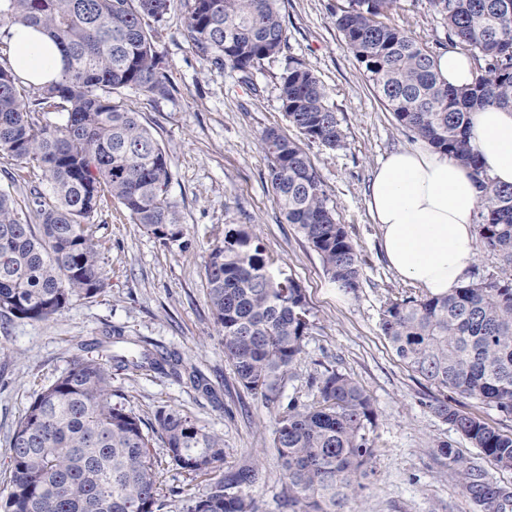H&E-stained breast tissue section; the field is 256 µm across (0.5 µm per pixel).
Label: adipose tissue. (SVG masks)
<instances>
[{
    "label": "adipose tissue",
    "mask_w": 512,
    "mask_h": 512,
    "mask_svg": "<svg viewBox=\"0 0 512 512\" xmlns=\"http://www.w3.org/2000/svg\"><path fill=\"white\" fill-rule=\"evenodd\" d=\"M6 43L20 76L35 84L57 77L59 53L45 36L16 25ZM470 133L484 174L512 185V110L474 109ZM481 195L472 168L427 141L390 152L375 167L365 194L389 267L431 296L465 285Z\"/></svg>",
    "instance_id": "ef3b65f1"
}]
</instances>
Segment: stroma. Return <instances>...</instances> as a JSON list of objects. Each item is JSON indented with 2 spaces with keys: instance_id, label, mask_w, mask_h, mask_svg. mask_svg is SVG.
Listing matches in <instances>:
<instances>
[{
  "instance_id": "1",
  "label": "stroma",
  "mask_w": 512,
  "mask_h": 512,
  "mask_svg": "<svg viewBox=\"0 0 512 512\" xmlns=\"http://www.w3.org/2000/svg\"><path fill=\"white\" fill-rule=\"evenodd\" d=\"M335 7L336 0H280L288 35L283 52L242 73L217 67L197 53L185 31L187 0H175L159 43L169 94L127 88L119 98L140 114L169 156L167 194L178 206L187 244L161 245L133 223L121 204L107 199L92 218L104 243L107 288L92 298L73 299L46 323L0 317V498L7 494L9 440L36 393L73 359L104 355L102 343L116 328L124 333L120 349L125 354H135L140 344L178 353L213 388L207 394L153 370L112 372L113 402L146 424H154L158 410L177 408L224 438V466L198 476L168 461L163 443H156L161 512H186L191 500L223 476L225 466L255 460L263 468L260 512H290L288 480L273 446L276 410L239 388L224 358V338L205 287V265L225 225L244 224L270 261L300 281L311 309L312 327L283 382V400L310 402L316 379L331 369L351 376L373 399L377 418L367 434L376 456L368 487L349 502L350 512H475L454 465L437 457L435 449L445 441L471 461L479 460V451L442 423L427 401L449 397L459 409L508 433L512 418L430 385L399 360L381 333L387 299L414 286L383 258L365 192L378 162L416 137L398 126L367 82L336 27ZM387 21L430 50L448 45L444 24L428 0H400ZM292 57L330 88L346 133L343 148L308 142L304 149L365 260L353 295L329 281L317 253L285 222L268 181L261 132L274 127L288 137L299 136L288 125L280 99V76Z\"/></svg>"
}]
</instances>
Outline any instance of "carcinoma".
Segmentation results:
<instances>
[{
    "label": "carcinoma",
    "instance_id": "1",
    "mask_svg": "<svg viewBox=\"0 0 512 512\" xmlns=\"http://www.w3.org/2000/svg\"><path fill=\"white\" fill-rule=\"evenodd\" d=\"M174 0H0V28L31 27L61 52L58 78L24 100L21 78L0 63V156L28 179L27 205L0 192V315L46 322L74 298L106 288L102 244L91 219L106 195L164 245L184 237L168 198L165 150L114 94L135 88L169 94L158 51L161 23ZM279 0H189L188 37L201 57L247 72L281 53L287 32ZM448 41L476 61L473 82L439 81L435 55L383 18L397 0H345L336 26L398 125L436 149L477 165L470 112L512 108V0H428ZM281 108L304 139L329 149L346 135L329 88L300 60L281 74ZM60 113L63 124L45 120ZM271 190L287 223L321 259L336 287L354 294L364 260L301 144L276 128L260 135ZM476 231L500 256L489 277L451 293L402 295L385 303L379 326L396 356L430 384L512 416V185L487 177ZM209 305L238 384L277 407L274 448L288 479L293 512H345L367 488L375 456L366 437L376 410L348 375L327 370L312 401L280 404L281 382L311 328L304 288L272 270L248 228L224 225L205 266ZM151 368L212 392L209 380L176 353L142 350L133 360L77 358L43 388L9 442L10 480L0 512H160L159 437L173 464L204 474L224 461V439L179 409L155 424L112 404L111 365ZM429 407L497 469L512 470V433L434 398ZM437 452L455 466L477 512H512V487L463 459L448 443ZM258 463L228 468L187 512H259Z\"/></svg>",
    "mask_w": 512,
    "mask_h": 512
}]
</instances>
